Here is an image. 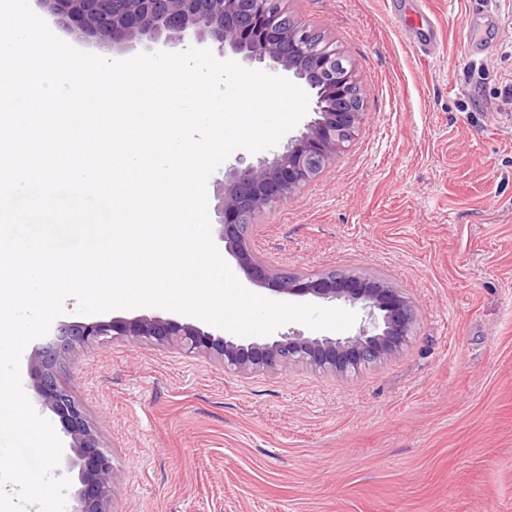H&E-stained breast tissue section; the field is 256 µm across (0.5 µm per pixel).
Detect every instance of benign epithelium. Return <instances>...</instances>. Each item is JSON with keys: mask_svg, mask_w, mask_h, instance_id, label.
I'll use <instances>...</instances> for the list:
<instances>
[{"mask_svg": "<svg viewBox=\"0 0 512 512\" xmlns=\"http://www.w3.org/2000/svg\"><path fill=\"white\" fill-rule=\"evenodd\" d=\"M62 24L114 50L138 41L149 51L180 44L217 46L219 56L240 64L260 63L271 74L296 79L309 97L311 119L288 138L282 151L255 164L231 167L217 187L218 235L249 282L284 295H311L358 304V331L344 338L283 336L235 340L176 318L142 315L110 320L59 321L30 366L32 390L58 416L73 452L79 487L72 512H109L114 469L83 403L58 380L70 354L81 346L105 347L117 338L141 345L177 344L189 354H213L238 372L306 364L344 372L402 349L415 318L410 297L386 282L344 272L315 279L278 272L261 261L246 235L253 216L289 200L316 177L349 142L362 112V90L336 57L315 50L310 32L288 24L276 0H39ZM326 86L334 88L323 94Z\"/></svg>", "mask_w": 512, "mask_h": 512, "instance_id": "7a95c632", "label": "benign epithelium"}]
</instances>
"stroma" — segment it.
<instances>
[{"mask_svg":"<svg viewBox=\"0 0 512 512\" xmlns=\"http://www.w3.org/2000/svg\"><path fill=\"white\" fill-rule=\"evenodd\" d=\"M425 2L423 55L388 0H282L345 57L363 116L252 229L274 269L402 289L408 344L345 373L75 349L62 379L112 457L110 512H512V0Z\"/></svg>","mask_w":512,"mask_h":512,"instance_id":"35a3bbf8","label":"stroma"}]
</instances>
